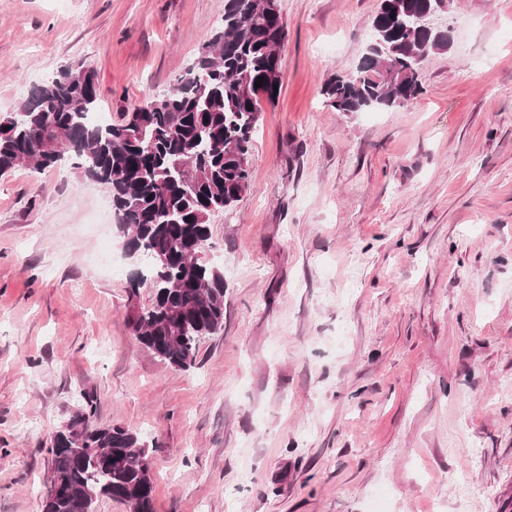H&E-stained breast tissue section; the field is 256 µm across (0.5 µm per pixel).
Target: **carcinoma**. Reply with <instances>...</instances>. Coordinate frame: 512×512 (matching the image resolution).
<instances>
[{
  "label": "carcinoma",
  "instance_id": "cac0c4a2",
  "mask_svg": "<svg viewBox=\"0 0 512 512\" xmlns=\"http://www.w3.org/2000/svg\"><path fill=\"white\" fill-rule=\"evenodd\" d=\"M448 0H379L370 30L382 44L351 74L324 89L338 112L405 107L420 94V66L448 49L432 18ZM287 26L269 0H224L223 27L176 78L172 93L146 97L119 121L92 126L98 110L90 70H61L32 88L14 112L0 113V175L54 168L79 159L84 176L105 186L129 254L143 255L146 309L127 321L136 339L173 369L194 365L198 341L224 328V276L200 261L210 217L233 206L250 180L249 157L261 103L278 99ZM263 78L255 87L257 78ZM51 478L43 512H96L107 497L130 512H154L152 445L122 424L91 428L78 413L50 440Z\"/></svg>",
  "mask_w": 512,
  "mask_h": 512
}]
</instances>
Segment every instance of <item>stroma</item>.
Here are the masks:
<instances>
[{
	"label": "stroma",
	"mask_w": 512,
	"mask_h": 512,
	"mask_svg": "<svg viewBox=\"0 0 512 512\" xmlns=\"http://www.w3.org/2000/svg\"><path fill=\"white\" fill-rule=\"evenodd\" d=\"M282 88L249 187L210 219L224 328L165 367L127 324L108 190L0 177V512H42L53 434L153 442L155 512H512V0H452L423 94L343 113L378 0H279ZM224 0H0V113L62 67L110 120L176 77Z\"/></svg>",
	"instance_id": "stroma-1"
}]
</instances>
